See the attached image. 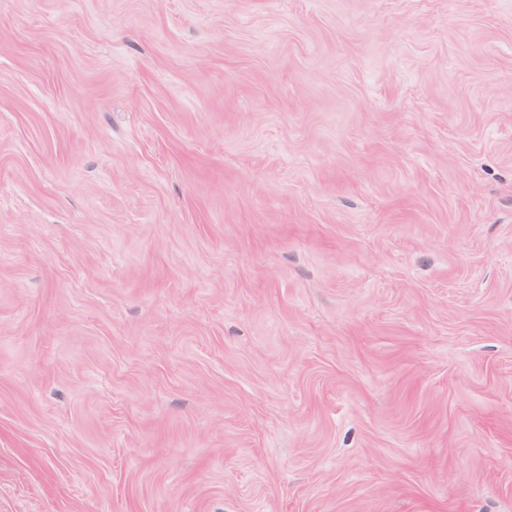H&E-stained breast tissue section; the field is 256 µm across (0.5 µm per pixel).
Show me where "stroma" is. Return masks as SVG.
Returning <instances> with one entry per match:
<instances>
[{"label":"stroma","mask_w":512,"mask_h":512,"mask_svg":"<svg viewBox=\"0 0 512 512\" xmlns=\"http://www.w3.org/2000/svg\"><path fill=\"white\" fill-rule=\"evenodd\" d=\"M0 512H512V0H0Z\"/></svg>","instance_id":"stroma-1"}]
</instances>
